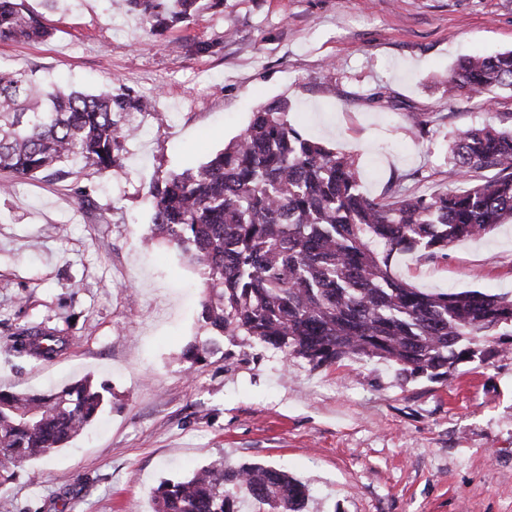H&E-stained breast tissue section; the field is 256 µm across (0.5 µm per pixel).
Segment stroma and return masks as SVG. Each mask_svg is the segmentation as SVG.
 Segmentation results:
<instances>
[{"mask_svg":"<svg viewBox=\"0 0 512 512\" xmlns=\"http://www.w3.org/2000/svg\"><path fill=\"white\" fill-rule=\"evenodd\" d=\"M23 4L53 35L0 42V65L88 93L121 85L167 120L134 115L121 167L96 173L77 158L65 180L18 178L0 194V390L86 377L112 388L87 433L12 465L0 486L11 512H152L153 489L218 456L306 482L307 512H512V356L433 382L376 361L314 369L227 336L190 365L186 345L210 335L203 288L153 237L147 195L152 178L206 162L275 100L301 133L354 157L370 197L445 190L456 132L512 118L511 90L447 91L466 55L512 49V0H224L156 46L124 0ZM414 113L430 118L419 137ZM392 265L417 288L512 291V223ZM41 321L63 329L66 348L14 356L11 333ZM72 486L76 498L57 501Z\"/></svg>","mask_w":512,"mask_h":512,"instance_id":"1","label":"stroma"}]
</instances>
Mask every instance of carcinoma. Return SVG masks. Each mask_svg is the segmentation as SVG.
<instances>
[{"label":"carcinoma","mask_w":512,"mask_h":512,"mask_svg":"<svg viewBox=\"0 0 512 512\" xmlns=\"http://www.w3.org/2000/svg\"><path fill=\"white\" fill-rule=\"evenodd\" d=\"M126 2L155 36L203 9L201 0ZM51 35L19 0H0V41ZM511 88L512 50L465 57L448 78L452 96ZM152 111L151 100L123 88L89 95L0 68V172L36 177L73 158L96 173L119 168L122 140L137 131L128 117ZM448 181L438 193L395 191L377 202L350 157L302 135L288 103L274 101L205 163L152 181V233L197 271L201 319L217 336H247L314 369L376 360L440 381L512 350V293L425 292L391 261L415 250L443 255L512 220V130L459 131ZM214 345L194 343L184 356L205 362ZM65 347L62 331L44 322L12 333L19 356L51 360ZM106 391L88 378L42 394L0 391V456L50 457L99 415ZM245 497L258 512H303L308 493L275 467L222 457L152 492L154 512H240Z\"/></svg>","instance_id":"carcinoma-1"}]
</instances>
